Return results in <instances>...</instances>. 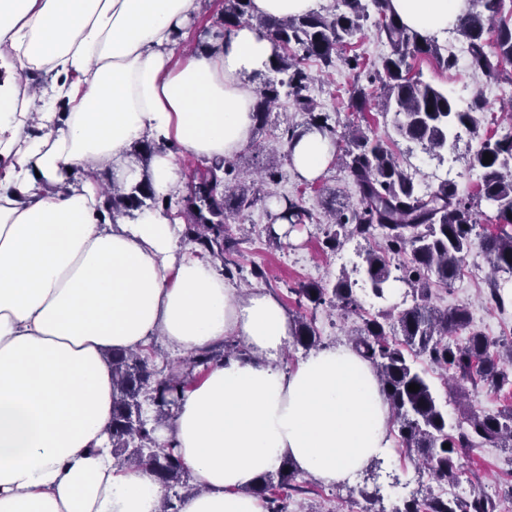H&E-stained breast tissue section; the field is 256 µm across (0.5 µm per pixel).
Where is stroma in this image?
Wrapping results in <instances>:
<instances>
[{"label": "stroma", "mask_w": 512, "mask_h": 512, "mask_svg": "<svg viewBox=\"0 0 512 512\" xmlns=\"http://www.w3.org/2000/svg\"><path fill=\"white\" fill-rule=\"evenodd\" d=\"M387 45L381 42L374 27L365 26L338 52L334 67L324 68L315 60H308L306 69L312 80L308 94L319 111L328 113L332 125L344 132L354 128L368 135L385 139L398 161L423 186L437 187L442 180L457 183L461 194L477 191L478 173L466 164L481 141L498 137L512 126L504 108L507 98L501 97L500 89L505 82L483 75H472L465 64L446 70L430 58L412 60L411 73L422 82L447 90L459 103H466L475 92H482L487 107L480 116L476 133L461 132L454 149L432 155L422 147L394 135L389 115L369 108L359 111L350 98L355 87L366 84L367 69H350L346 57L365 56L374 62L386 55ZM281 178L278 183L268 185V199L237 216H229L225 223L229 238L238 240L243 266L258 264L266 271L265 278L247 277L235 279L238 288H263L275 294L282 302L289 317H297L300 311L290 287L300 282L316 280L334 284L341 275L355 280L354 291L366 313L384 310L398 313L411 306L413 298L405 289H398L389 300L375 299L364 277L365 255L368 250L378 249L379 238H353L338 250H330L324 244L326 213L323 200L326 192H333L343 201L356 202V188L339 164H329L312 183L300 180L292 171L288 160L279 163ZM303 193L304 205L312 213L311 220L289 225L279 244H271L269 237L276 232L275 216L271 200ZM489 280H456L451 286H432L434 304L439 306L467 305L472 316L473 329L483 332L496 341L512 340V306L497 310L489 296ZM358 315L345 314L340 310L323 307L315 315V327L320 336V347L350 344L351 336L360 326ZM414 366L432 386L445 411L448 413V428L456 430L471 411L493 413L512 405V390L492 392L484 386H472L466 381H452L441 376L439 371L422 354L413 355ZM460 471L449 480L448 490L458 496L485 491L498 494V512H512V497L507 488L512 485V454L499 448H465L459 456ZM296 491L290 492V508H302L303 512H393L396 506L413 494L426 492L430 485L429 474L416 455L407 452L401 442H394L390 460L377 474L362 472L354 482L328 486L310 476H298Z\"/></svg>", "instance_id": "stroma-1"}]
</instances>
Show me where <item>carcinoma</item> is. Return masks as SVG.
Here are the masks:
<instances>
[{"label": "carcinoma", "instance_id": "obj_1", "mask_svg": "<svg viewBox=\"0 0 512 512\" xmlns=\"http://www.w3.org/2000/svg\"><path fill=\"white\" fill-rule=\"evenodd\" d=\"M250 0H224L221 22L228 34L243 21H256V26L272 32L280 52L272 62L274 76L257 90L254 106L256 122L268 123L270 108L280 98L281 90L293 98L296 111L305 115L302 126L286 125L280 129L278 142L285 148L293 139L312 127L325 132L336 144V159L355 184L358 202L341 209H330L331 228L326 232L331 248L343 240L381 236L383 246L367 254L365 277L378 299L386 298L392 282L404 283L415 303L397 316L381 311L361 317L362 325L352 337L353 348L377 370L382 392L389 402L403 445L419 455L429 468L432 480L446 481L457 470L462 448L490 445L512 449V406L495 414L473 411L457 433L448 432V414L439 404L430 384L413 366L409 353H425L443 373H452L461 381L483 383L499 392L512 386V345L499 353L497 342L470 328L467 307L438 308L429 302L430 284L449 285L460 275L465 256L470 250L472 234L479 224V212L466 200L456 183L440 182L434 190H422L392 155L386 143L361 130L345 137L338 136L330 116L316 111L309 96L310 77L303 61L320 59L333 65L338 48L361 30L371 14H376L374 27L378 38L390 46V53L373 65L371 79L379 84V106L384 113L394 114L396 133L421 144L429 152L448 146L459 137V130L477 131L479 114L486 102L476 93L464 108H459L447 91L424 83L410 75L409 59L416 55L434 57L445 68L456 66V58L444 55L434 38H424L409 30L387 9V0H341L345 10L322 14L317 11L269 23L248 11ZM497 21L495 50H485L482 39L486 25ZM466 39L467 68L472 74L504 77L503 65L512 64V25L504 15V0H469L467 12L454 28ZM493 156L483 163L484 153ZM471 169L481 170L477 198L496 209V231L483 235L482 247L491 268V298L499 309L512 305V294L506 284L512 281V131L498 139L487 138L467 161ZM234 165L214 160L208 175L191 186L185 210L178 216L187 221L185 236L224 266V275L242 272L233 259L238 242L224 238V224L214 217L240 214L253 208L265 195L267 181H275L278 168L260 175L248 190L230 179ZM112 217L144 205L154 198L150 183H140L128 193L105 192ZM310 217L303 198L286 200L280 218L290 224H302ZM402 275L395 276L393 271ZM299 305L313 311L328 304L333 308L355 312L358 305L348 277L339 278L332 287L317 282H301L290 289ZM458 331L468 332L465 342L451 339ZM297 344L309 348L319 342L312 321L300 317L292 328ZM210 347L190 353L178 367L159 370L148 354L112 352V422L108 428L110 452L117 464L143 466L165 490L161 512H177L175 501L180 489L188 487L189 474L174 442L161 444L155 437L156 425L171 420L184 393L199 381L212 365L224 360L228 349ZM419 390L411 392L409 385ZM449 448H443V445ZM298 472L289 460L281 462L276 473L261 476L249 491L261 497L267 512H288V500L280 490L295 487ZM492 496L478 493L467 499L443 497L433 492L416 496L395 507L392 512H496Z\"/></svg>", "mask_w": 512, "mask_h": 512}]
</instances>
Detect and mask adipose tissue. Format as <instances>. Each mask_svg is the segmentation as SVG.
Segmentation results:
<instances>
[{
	"label": "adipose tissue",
	"instance_id": "1",
	"mask_svg": "<svg viewBox=\"0 0 512 512\" xmlns=\"http://www.w3.org/2000/svg\"><path fill=\"white\" fill-rule=\"evenodd\" d=\"M407 28L447 34L466 0H389ZM203 0H0V512H160L164 488L105 447L115 350L154 338L190 353L231 337L241 353L186 390L158 424L196 486L177 512H266L249 488L291 459L326 485L390 459L389 404L351 346L278 360L292 322L262 288L240 292L211 258L179 252L164 203L179 160L249 142L256 80L279 51L243 22L183 46ZM157 145L162 205L112 218L103 183L142 179L131 146ZM336 147L318 130L291 166L316 179Z\"/></svg>",
	"mask_w": 512,
	"mask_h": 512
}]
</instances>
